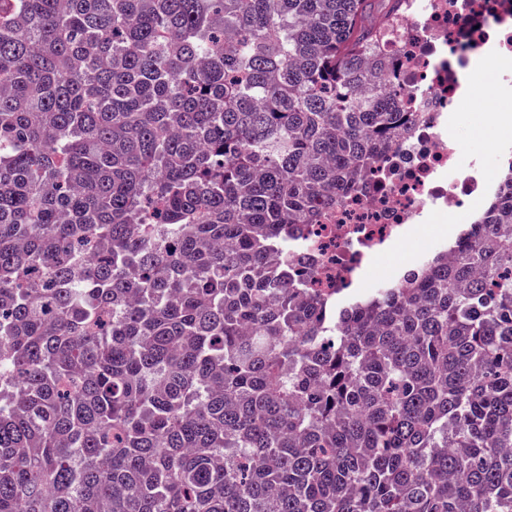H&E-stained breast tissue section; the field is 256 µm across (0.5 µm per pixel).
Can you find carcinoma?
<instances>
[{
  "label": "carcinoma",
  "instance_id": "obj_1",
  "mask_svg": "<svg viewBox=\"0 0 512 512\" xmlns=\"http://www.w3.org/2000/svg\"><path fill=\"white\" fill-rule=\"evenodd\" d=\"M402 2L0 0V512H512V163L409 282L288 276Z\"/></svg>",
  "mask_w": 512,
  "mask_h": 512
}]
</instances>
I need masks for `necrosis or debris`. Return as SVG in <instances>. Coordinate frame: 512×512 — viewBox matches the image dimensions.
I'll use <instances>...</instances> for the list:
<instances>
[{
	"label": "necrosis or debris",
	"mask_w": 512,
	"mask_h": 512,
	"mask_svg": "<svg viewBox=\"0 0 512 512\" xmlns=\"http://www.w3.org/2000/svg\"><path fill=\"white\" fill-rule=\"evenodd\" d=\"M398 41V109L416 123L389 147L371 178L322 210L303 227V242L288 253V270L304 275L324 298L366 288L367 266L408 245L418 224L468 218L474 199L495 183L484 163L448 128L466 102L472 61L512 60V0H406Z\"/></svg>",
	"instance_id": "necrosis-or-debris-1"
}]
</instances>
